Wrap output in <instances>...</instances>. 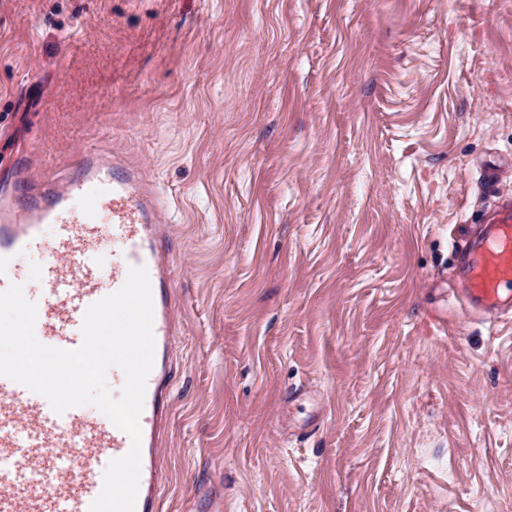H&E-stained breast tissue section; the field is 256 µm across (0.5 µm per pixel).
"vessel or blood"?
Masks as SVG:
<instances>
[{
    "label": "vessel or blood",
    "instance_id": "obj_1",
    "mask_svg": "<svg viewBox=\"0 0 512 512\" xmlns=\"http://www.w3.org/2000/svg\"><path fill=\"white\" fill-rule=\"evenodd\" d=\"M482 183L495 203L479 231L467 235L458 288L468 312L511 314L512 197L500 193L499 170L485 169ZM169 207L139 165L116 153H84L77 177L63 183L23 173L12 191L0 194V291L24 282L21 255L43 257L38 286L24 293L37 304L35 331L47 345L77 349L87 307L120 289L130 268L148 272L155 358L138 418L134 512H159L160 442L172 415L166 357L181 324L169 293L170 227L162 222ZM107 239L120 253L111 264L99 250ZM132 444L127 432L86 407L57 414L43 395L0 376V512H90L108 463ZM34 470L39 479L31 478Z\"/></svg>",
    "mask_w": 512,
    "mask_h": 512
}]
</instances>
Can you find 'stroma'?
Here are the masks:
<instances>
[{"label":"stroma","instance_id":"obj_1","mask_svg":"<svg viewBox=\"0 0 512 512\" xmlns=\"http://www.w3.org/2000/svg\"><path fill=\"white\" fill-rule=\"evenodd\" d=\"M0 129L170 199L161 512H512V316L453 261L512 194V0H0Z\"/></svg>","mask_w":512,"mask_h":512}]
</instances>
